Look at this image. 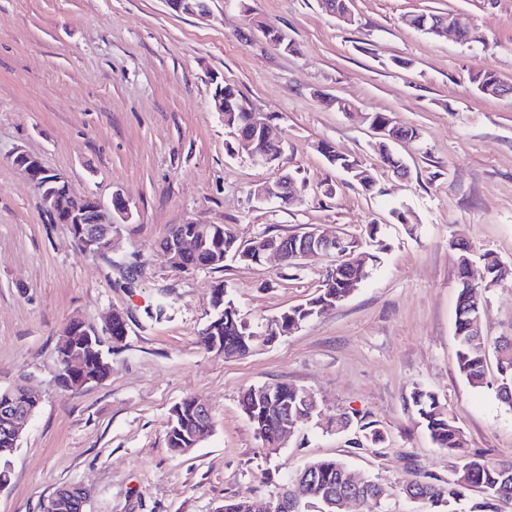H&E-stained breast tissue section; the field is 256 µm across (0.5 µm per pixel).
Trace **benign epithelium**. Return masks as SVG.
<instances>
[{"instance_id":"benign-epithelium-1","label":"benign epithelium","mask_w":512,"mask_h":512,"mask_svg":"<svg viewBox=\"0 0 512 512\" xmlns=\"http://www.w3.org/2000/svg\"><path fill=\"white\" fill-rule=\"evenodd\" d=\"M172 9L177 12L192 16L204 17L209 11L208 0H169ZM255 124L263 129L265 140L276 149H282V139L273 133L272 121L268 115L255 114ZM13 164L22 172L28 182L39 194L44 209L59 224H68L73 232V237L86 253L96 255L102 251H110L121 236L122 224L127 222L131 212L130 202L122 193L116 191L112 195V203L109 206L97 201L92 215L74 207L70 199L79 195L64 174L45 167L35 156L24 150H18L13 155ZM281 192L273 195L271 192L259 187L251 192V196L259 201H277L285 205L296 198L295 181L288 175L278 179ZM169 265L175 271L187 268L185 259L194 249V240L183 235L172 234L167 236V241L161 246ZM261 257L268 255L278 258L285 264L291 261L309 258H336V263L343 266L349 276L350 287L355 289L362 281L364 266L355 258V249L352 241L339 234H328L317 228L308 231V236L300 247H289L285 241L264 242L260 249ZM64 336H85L88 339L99 337L96 330L86 326L79 320L70 321L62 332ZM59 373L57 381L59 386L77 391L84 386L98 381V378L84 373L81 360L76 353L59 356ZM258 399L263 404L266 412L281 421V439H286L294 427V423L288 421V402L281 399L271 391H262ZM38 401L31 399L27 406H18L12 402H5L0 408V414L10 422L11 437L13 442H18L29 422L35 415ZM293 495L296 500L288 502V494L281 495L277 500L269 502L259 512H300V499L307 496L304 486H295ZM85 493L76 486H66L54 493L47 501L44 512H83Z\"/></svg>"}]
</instances>
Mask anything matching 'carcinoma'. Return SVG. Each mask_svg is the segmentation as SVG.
<instances>
[{
  "instance_id": "1",
  "label": "carcinoma",
  "mask_w": 512,
  "mask_h": 512,
  "mask_svg": "<svg viewBox=\"0 0 512 512\" xmlns=\"http://www.w3.org/2000/svg\"><path fill=\"white\" fill-rule=\"evenodd\" d=\"M448 19L444 14L418 13L406 18V24L428 34L436 33L434 26ZM263 36L277 45L288 44L284 34L275 27L261 21H255ZM477 91L488 97L497 96L496 90L503 82L491 70H479L472 77ZM243 95L231 84H224V124L231 127L241 140H260V131L252 121V113L239 108ZM370 119L376 123H391L395 138L412 141L418 137V131L398 123L392 114L373 112ZM325 160L338 169L357 166L361 170L367 167L356 158L338 152L331 143L320 141ZM174 229L181 234H194L197 237V250L186 264L192 268L222 269L224 262L231 258L240 263L258 264V246L271 237L266 233L246 244L238 239L224 224H207L199 230L196 224H177ZM483 263L488 265L487 280L479 285L461 284L455 314V335L457 339L456 367L469 385L477 390L491 387L501 408L512 412V336H499L493 342L497 358V375L490 384L485 377V351L483 336L477 316L482 314L484 294L489 284L503 276L512 274V269L502 266L497 257L483 255ZM352 289L341 271H328L319 292L306 302L290 307L270 320L264 326L253 327L241 318L233 300L224 294L223 285L213 290L216 311L213 319L201 331L200 345L211 351L215 340L222 341L224 355L245 356L264 344L261 337L273 325H282L288 329L295 323L302 324L330 311L345 300ZM76 349L81 352L87 374L104 378L107 375V359L102 346L85 344L80 338H73L57 347V350ZM268 387L288 399L291 413L306 412L310 404L306 402L308 392L291 386L286 382L268 384ZM411 409L418 424L429 435L432 443L448 451V468L458 464L463 469L456 474H448L443 480L435 475H426L399 488V492L413 501L430 504L435 512H502V506L512 504V460L498 459L483 454L472 453L467 448V439L462 428L449 415L445 404L439 397L422 386L413 389ZM239 406L253 430H263L267 434L271 453L280 448L277 420L261 421V410L255 404L253 388L246 389L239 400ZM173 424L168 426L167 446L174 451L186 447L183 437L201 434L207 428V422L201 418L194 407V399L189 397L176 404L171 411ZM385 442L384 433L373 422H365L357 427L356 434L349 439L348 446L356 449L379 448ZM310 492L312 495H333L336 502L354 496L361 503L382 504L392 496L391 490L370 477L355 482L349 476L346 464L337 458L315 459L310 470Z\"/></svg>"
}]
</instances>
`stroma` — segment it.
Instances as JSON below:
<instances>
[{"label": "stroma", "instance_id": "1", "mask_svg": "<svg viewBox=\"0 0 512 512\" xmlns=\"http://www.w3.org/2000/svg\"><path fill=\"white\" fill-rule=\"evenodd\" d=\"M351 9L345 24L322 0H209L204 19L167 0H0V389L21 383L40 400L0 512H43L63 486L84 490L85 512H220L228 497L276 498L294 471L321 458L395 488L384 507L350 512H429L397 493L426 474L448 475L447 453L411 414L419 385L446 403L471 451L512 457V413L460 376L454 332L455 244L468 247L473 275L487 253L512 264V97L481 96L471 82L489 69L512 84V0H351ZM414 12L461 15L484 38L464 44L415 30L404 21ZM257 17L291 51L267 42ZM217 79L275 115L284 149L273 166L229 156L212 107ZM328 95L352 111L328 106ZM372 112L418 130L395 146L406 178L379 162L363 120ZM321 140L370 168L374 191L330 166L315 149ZM20 149L78 191L129 200L132 218L109 256L85 254L53 221L12 163ZM283 172L297 205L251 198ZM189 221L226 225L242 242L320 226L379 260L333 310L227 358L199 344L217 285L261 326L314 296L332 261L179 273L159 243ZM115 311L127 332L109 350L110 375L61 388L65 325L77 317L99 329ZM482 328L491 339L512 335V277L486 292ZM275 381L308 391L323 413L376 422L384 445L347 447L345 435L312 420L267 454L239 398ZM187 397L210 407L213 429L181 456L167 446L166 425Z\"/></svg>", "mask_w": 512, "mask_h": 512}]
</instances>
